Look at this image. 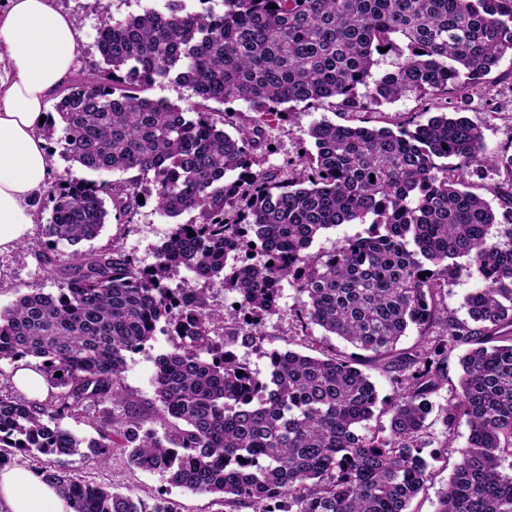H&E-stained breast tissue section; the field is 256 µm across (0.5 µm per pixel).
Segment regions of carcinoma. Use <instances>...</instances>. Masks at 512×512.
Masks as SVG:
<instances>
[{
    "label": "carcinoma",
    "mask_w": 512,
    "mask_h": 512,
    "mask_svg": "<svg viewBox=\"0 0 512 512\" xmlns=\"http://www.w3.org/2000/svg\"><path fill=\"white\" fill-rule=\"evenodd\" d=\"M96 44L101 62L54 104L46 135L62 131V155L78 167L127 178L67 171L48 186L52 215L36 257L61 288L0 311V361H26L57 392L47 405L0 390V469L17 451L87 448L105 462L127 448L132 464L170 485L253 512H406L431 478L422 456L431 396L445 384L448 354L466 345L440 420L445 436L463 421L469 436L437 512H512V476L500 470L512 456V153L488 152L458 109L418 112L395 132L324 120L309 127L315 153L294 175L255 169L267 116L330 98L367 112L481 86L512 51V0H224L221 13L166 0L103 23ZM172 75L192 91L184 108L147 95ZM212 102H242L259 118L238 124ZM488 171L505 175L492 187L495 208L467 180ZM150 199L164 216L193 214L174 225L154 265L116 242L58 250L95 239L110 211L128 217ZM367 222V236L308 252L323 231ZM462 258L479 281L465 298L467 320L439 302ZM181 268L193 283L173 288ZM220 276L241 313L222 343L212 333L223 314L204 286ZM284 280L301 325L370 352L389 375L388 434H358L378 393L353 358L274 350L262 377L230 350L256 341ZM162 322L176 339L155 360L163 436L134 411L101 422L96 439L63 429L86 402L123 403L127 354ZM413 327L420 340L401 357L397 344ZM38 473L73 512H176L61 468Z\"/></svg>",
    "instance_id": "1"
}]
</instances>
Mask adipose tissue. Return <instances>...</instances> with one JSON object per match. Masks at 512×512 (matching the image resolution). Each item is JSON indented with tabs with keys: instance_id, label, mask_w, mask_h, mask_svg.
Masks as SVG:
<instances>
[{
	"instance_id": "1",
	"label": "adipose tissue",
	"mask_w": 512,
	"mask_h": 512,
	"mask_svg": "<svg viewBox=\"0 0 512 512\" xmlns=\"http://www.w3.org/2000/svg\"><path fill=\"white\" fill-rule=\"evenodd\" d=\"M83 52L75 18L54 0H0V251L23 241L34 201L45 191L50 159L41 117ZM9 512H73L35 470H0Z\"/></svg>"
}]
</instances>
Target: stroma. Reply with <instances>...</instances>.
Listing matches in <instances>:
<instances>
[{
  "mask_svg": "<svg viewBox=\"0 0 512 512\" xmlns=\"http://www.w3.org/2000/svg\"><path fill=\"white\" fill-rule=\"evenodd\" d=\"M166 0H98L96 9H88V0H56L57 6L73 15L79 22L84 50L81 55L84 66L98 63L100 55L96 47L97 30L112 19L142 13L144 9H163ZM454 105L466 109L468 116L480 126L488 150L495 151L512 145V55L503 57L499 66L488 76L482 87L454 95ZM421 100H407L386 104L372 112H342L336 110L332 100H325L319 109L301 113L291 121L273 120L269 128L270 149L264 153L261 169L285 172L286 164L299 160L301 153L314 149L307 134L315 122L328 120L345 126L367 125L376 128L398 129L405 125L411 113L420 111ZM35 224L27 236L26 247H17L0 253V309L10 306L20 295L31 292L53 293L58 288L56 279L44 274L35 257L34 248L42 238V226L49 223L51 206L39 201L34 207ZM174 225L173 219L155 211L153 205L140 208L132 222L111 219L100 234L91 242L100 248L119 241L125 250L136 255L142 265L155 263V252L168 237ZM296 293L290 284H283L279 309L268 316L262 334L254 344H236L233 351L241 362L250 368L267 373L268 352L292 350L311 355L336 352L353 355V347L334 336L325 335L315 325L300 330L296 325L292 309ZM171 337L156 334L145 350L127 357L123 373L125 404H86L79 418L64 420L63 426L74 434L90 437L94 426L106 415L121 416L127 412L140 413L155 431H163L165 421L154 407L155 373L154 360L158 355L172 351ZM469 430L459 425L452 441L453 448L447 455L431 460L432 479L412 501L409 512H436L440 493L457 459V448L465 446ZM126 449L116 448L107 464H99L95 456H64L61 465L76 479L113 491L139 497L146 501L166 499L173 503L177 512H249L248 508L225 503L223 498L211 494L194 493L168 484L165 477L156 472L145 471L129 465Z\"/></svg>",
  "mask_w": 512,
  "mask_h": 512,
  "instance_id": "stroma-1",
  "label": "stroma"
}]
</instances>
